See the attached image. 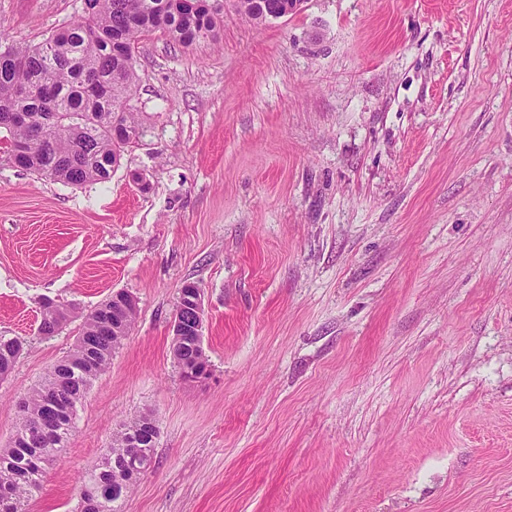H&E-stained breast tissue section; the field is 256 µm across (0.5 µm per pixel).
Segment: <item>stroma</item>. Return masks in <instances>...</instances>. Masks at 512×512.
Returning <instances> with one entry per match:
<instances>
[{
	"mask_svg": "<svg viewBox=\"0 0 512 512\" xmlns=\"http://www.w3.org/2000/svg\"><path fill=\"white\" fill-rule=\"evenodd\" d=\"M82 0H0L24 46ZM144 126L105 183L0 163V334L18 403L124 291L134 328L78 407L27 512L142 413L155 462L124 512H512V0H303L138 53ZM204 293L211 372L169 323ZM76 311L38 335L41 302ZM19 336H0V379L7 377L27 345Z\"/></svg>",
	"mask_w": 512,
	"mask_h": 512,
	"instance_id": "stroma-1",
	"label": "stroma"
}]
</instances>
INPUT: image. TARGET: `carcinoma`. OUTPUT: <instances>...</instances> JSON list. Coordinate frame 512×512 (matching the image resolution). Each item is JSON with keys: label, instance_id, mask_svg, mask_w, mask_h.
<instances>
[{"label": "carcinoma", "instance_id": "carcinoma-1", "mask_svg": "<svg viewBox=\"0 0 512 512\" xmlns=\"http://www.w3.org/2000/svg\"><path fill=\"white\" fill-rule=\"evenodd\" d=\"M88 11L64 33L30 46L4 44L0 36V151L22 150L19 162L52 181L80 186L112 177V121L143 130L130 101L141 81L139 44L160 33L190 46L216 35L223 0H86ZM238 13L256 24L283 8V0H235ZM70 310H46L38 334L62 329ZM137 312L125 313L121 301L107 299L84 317L81 333L67 356L20 404L22 418L9 447L0 449V481L9 483L0 512H24V502L40 492L45 464L55 460L72 436L77 405L112 360L120 342L112 321L132 329ZM26 349L18 336H0V379ZM59 395L48 408L43 396ZM140 420L124 424L112 437L98 467L81 489L91 512H123L131 484L118 464L132 449L129 436Z\"/></svg>", "mask_w": 512, "mask_h": 512}]
</instances>
